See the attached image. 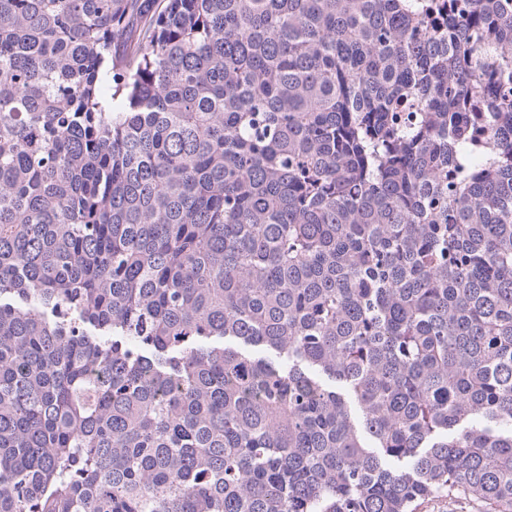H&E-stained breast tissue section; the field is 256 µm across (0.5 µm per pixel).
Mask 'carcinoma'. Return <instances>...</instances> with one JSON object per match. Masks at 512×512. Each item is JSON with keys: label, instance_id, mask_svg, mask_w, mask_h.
Returning <instances> with one entry per match:
<instances>
[{"label": "carcinoma", "instance_id": "obj_1", "mask_svg": "<svg viewBox=\"0 0 512 512\" xmlns=\"http://www.w3.org/2000/svg\"><path fill=\"white\" fill-rule=\"evenodd\" d=\"M0 0V512H512V0Z\"/></svg>", "mask_w": 512, "mask_h": 512}]
</instances>
